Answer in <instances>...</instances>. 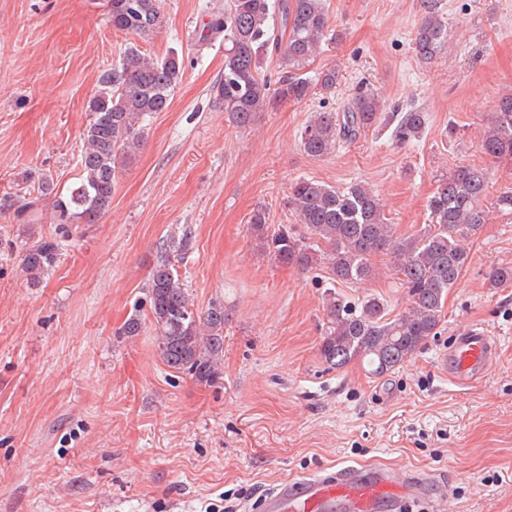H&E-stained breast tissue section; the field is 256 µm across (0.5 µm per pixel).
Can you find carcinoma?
I'll use <instances>...</instances> for the list:
<instances>
[{
	"label": "carcinoma",
	"instance_id": "1",
	"mask_svg": "<svg viewBox=\"0 0 512 512\" xmlns=\"http://www.w3.org/2000/svg\"><path fill=\"white\" fill-rule=\"evenodd\" d=\"M112 27L145 37L161 28L162 0H108ZM422 15L414 32L416 56L432 63L448 44V23L441 0H419ZM209 28L224 35V77L212 87L227 120L237 127L253 124L258 113L276 101H301L314 90L336 88V68L314 77L298 71L316 55L328 35L326 0H224L213 6ZM279 53L296 71L276 89L263 73V61ZM183 74L173 53L151 57L129 45L118 64L106 71L89 100L90 120L83 133L81 177L54 202L58 231L38 238L20 254L21 269L38 284L55 268L62 236L75 220L93 224L112 204L117 165L140 149L145 123L171 103ZM384 108L381 95L358 90L339 112H316L300 138L305 153L324 157L351 143L375 126ZM428 125L427 113L411 108L400 113L393 129L400 143L417 141ZM480 147L497 160H512V95L501 98ZM488 188L486 172L460 166L439 180L429 201L431 223L403 237L386 222L379 198L362 182L339 190L320 181L298 178L288 191L287 204L302 230L288 224H268L258 209L250 231L263 254L274 262L309 270L326 264L334 278L361 282L375 274L372 257L387 255L406 288L409 304L390 317L385 304L368 297L355 306L326 296L325 328L320 354L332 368L360 362L374 376L399 368L437 334L448 290L457 283L470 253L465 241L488 223L489 212L479 206ZM187 235L163 243L160 258L144 286L150 324L162 361L171 369L211 386L221 377L224 360V302H210L198 312L181 282L173 252L185 250ZM512 284V266L489 276L490 288Z\"/></svg>",
	"mask_w": 512,
	"mask_h": 512
}]
</instances>
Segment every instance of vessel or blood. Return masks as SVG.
Listing matches in <instances>:
<instances>
[{
  "label": "vessel or blood",
  "instance_id": "vessel-or-blood-1",
  "mask_svg": "<svg viewBox=\"0 0 512 512\" xmlns=\"http://www.w3.org/2000/svg\"><path fill=\"white\" fill-rule=\"evenodd\" d=\"M497 352L495 337L484 328H464L448 347V375L460 385L483 378ZM433 479L426 470H411L401 477L388 466L345 465L284 481L264 498L263 506L265 512H387Z\"/></svg>",
  "mask_w": 512,
  "mask_h": 512
}]
</instances>
